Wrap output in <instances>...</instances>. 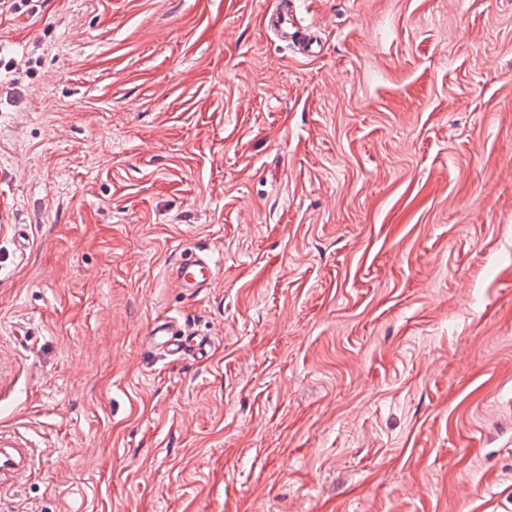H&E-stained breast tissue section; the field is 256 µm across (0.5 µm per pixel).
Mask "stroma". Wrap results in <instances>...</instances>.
Here are the masks:
<instances>
[{
    "label": "stroma",
    "mask_w": 512,
    "mask_h": 512,
    "mask_svg": "<svg viewBox=\"0 0 512 512\" xmlns=\"http://www.w3.org/2000/svg\"><path fill=\"white\" fill-rule=\"evenodd\" d=\"M271 3L0 13V512H512V0ZM278 0L275 3L274 9L267 13L266 19L268 18V24L274 30L280 32L283 38H290V41L297 53L303 56H313L318 53L317 49H320V43L318 36L311 28L303 26L299 21L298 24L294 20L293 16V1ZM291 21V27L294 29L293 32H286L282 30L281 26L285 21ZM173 274L179 287L192 294L211 285L217 277L218 268L210 258L196 256L177 263ZM145 341L151 353L174 360L207 358L213 346L212 339L208 336H188L181 333L171 318L154 322Z\"/></svg>",
    "instance_id": "stroma-1"
}]
</instances>
